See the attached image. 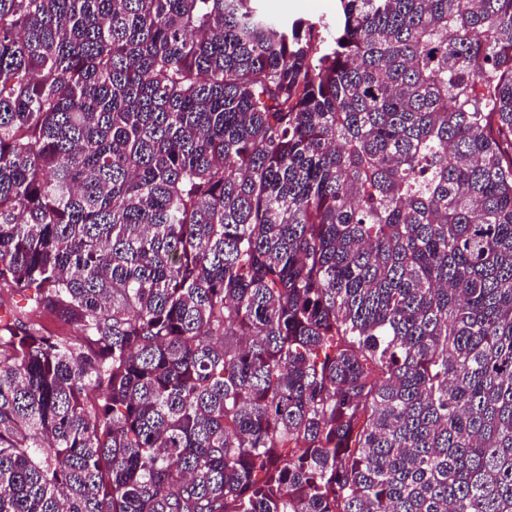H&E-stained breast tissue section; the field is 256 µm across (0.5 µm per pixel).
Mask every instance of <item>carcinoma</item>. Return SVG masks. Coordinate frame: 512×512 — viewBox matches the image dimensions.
<instances>
[{
	"mask_svg": "<svg viewBox=\"0 0 512 512\" xmlns=\"http://www.w3.org/2000/svg\"><path fill=\"white\" fill-rule=\"evenodd\" d=\"M0 512H512V0H0ZM261 9L274 17L336 19V0H260Z\"/></svg>",
	"mask_w": 512,
	"mask_h": 512,
	"instance_id": "carcinoma-1",
	"label": "carcinoma"
}]
</instances>
